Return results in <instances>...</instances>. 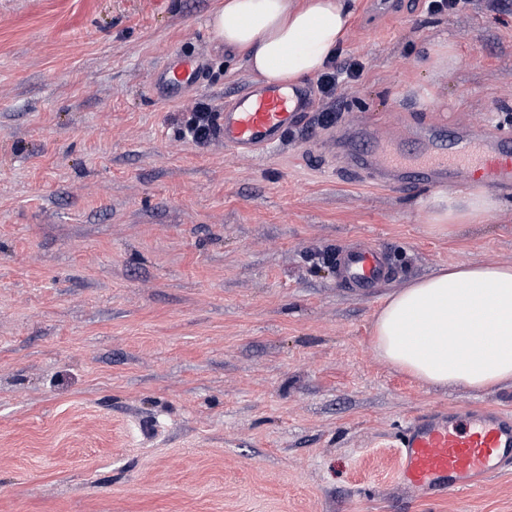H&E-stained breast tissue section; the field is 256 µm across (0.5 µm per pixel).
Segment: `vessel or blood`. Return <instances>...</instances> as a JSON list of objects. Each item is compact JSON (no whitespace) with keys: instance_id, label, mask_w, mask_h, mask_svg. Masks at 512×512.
I'll use <instances>...</instances> for the list:
<instances>
[{"instance_id":"b4317fda","label":"vessel or blood","mask_w":512,"mask_h":512,"mask_svg":"<svg viewBox=\"0 0 512 512\" xmlns=\"http://www.w3.org/2000/svg\"><path fill=\"white\" fill-rule=\"evenodd\" d=\"M196 58L175 55L153 74L155 91L173 98L197 83ZM314 107L309 88L251 84L225 102L217 115V134L237 153L260 154L301 130ZM408 135L417 141L408 156L397 137L368 124L351 126L338 143L344 168L378 184L402 188L416 180L434 188L463 186L480 173L491 190L512 196V136L497 127H446L418 123ZM340 283L366 292L391 280L395 272L376 248L360 245L337 255ZM397 480L409 493L435 499L478 489L488 478L512 470V415L478 410L467 416L433 411L412 419L396 445Z\"/></svg>"}]
</instances>
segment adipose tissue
<instances>
[{"label":"adipose tissue","mask_w":512,"mask_h":512,"mask_svg":"<svg viewBox=\"0 0 512 512\" xmlns=\"http://www.w3.org/2000/svg\"><path fill=\"white\" fill-rule=\"evenodd\" d=\"M349 0H221L208 25L244 53L258 79L301 83L323 71L344 43ZM498 200L481 191L441 193L433 224H478ZM375 354L438 387L483 390L512 382V266L454 265L410 281L376 315Z\"/></svg>","instance_id":"adipose-tissue-1"}]
</instances>
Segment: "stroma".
<instances>
[{"instance_id":"obj_1","label":"stroma","mask_w":512,"mask_h":512,"mask_svg":"<svg viewBox=\"0 0 512 512\" xmlns=\"http://www.w3.org/2000/svg\"><path fill=\"white\" fill-rule=\"evenodd\" d=\"M351 2L338 55L362 76L252 157L183 135L188 104L255 81L207 25L218 0H0V512H512V473L408 496L394 447L424 412L512 411V384L429 386L371 348L410 280L512 265V198L432 224V188L329 157L356 116L512 126V0ZM176 51L210 77L162 98ZM361 239L396 270L366 294L331 261Z\"/></svg>"}]
</instances>
